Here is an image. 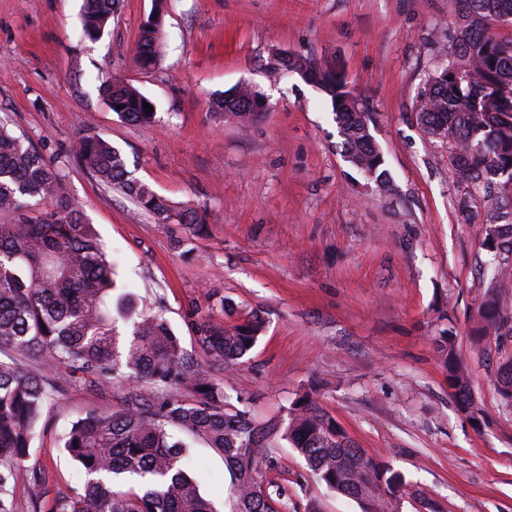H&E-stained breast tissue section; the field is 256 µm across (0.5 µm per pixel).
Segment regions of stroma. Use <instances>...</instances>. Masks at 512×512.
Listing matches in <instances>:
<instances>
[{
  "label": "stroma",
  "instance_id": "1",
  "mask_svg": "<svg viewBox=\"0 0 512 512\" xmlns=\"http://www.w3.org/2000/svg\"><path fill=\"white\" fill-rule=\"evenodd\" d=\"M82 0H0V118L54 161L62 187L111 252L117 287L161 306L189 353V306L216 322L247 314L263 324L234 372L214 370L258 424L284 417L304 390L368 455L440 512H512V410L495 389L499 361L471 336L490 286L482 247L488 211L512 213V187L461 181L449 141L418 123V94L456 35V0H168L155 69L135 61L153 0H120L103 36L84 38ZM336 61L362 100L395 184L379 195L343 156L323 93L298 75L269 77L273 52ZM123 81L156 107L150 124L118 117L101 88ZM241 83L268 109L226 121L215 105ZM82 97H75V89ZM109 140L133 176L180 210L206 212L201 234L157 223L77 162L85 136ZM232 304L225 313L223 303ZM456 337L481 423L457 409L437 352ZM38 423L27 466L45 473L50 512L77 484L64 452L70 422L119 408L131 383L96 387L66 366ZM200 490L223 507L230 474L195 442ZM288 512H359L326 488L303 458L280 447Z\"/></svg>",
  "mask_w": 512,
  "mask_h": 512
}]
</instances>
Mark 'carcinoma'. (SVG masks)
Here are the masks:
<instances>
[{
  "label": "carcinoma",
  "mask_w": 512,
  "mask_h": 512,
  "mask_svg": "<svg viewBox=\"0 0 512 512\" xmlns=\"http://www.w3.org/2000/svg\"><path fill=\"white\" fill-rule=\"evenodd\" d=\"M456 42L443 50L448 64L420 90L417 119L428 134L450 141L453 164L473 185L495 178L512 183V42L493 31L497 18L512 17V0H464ZM118 0H84L82 33L103 34ZM166 16L165 0H155L141 26L137 47L143 69L155 68ZM279 77L296 73L311 79L336 115L347 162L387 195L393 183L375 146L368 112L356 107L340 67L280 53L269 64ZM109 107L120 118L147 124L149 101L124 82L102 87ZM264 94L249 84L224 93L218 106L229 119L245 123ZM78 163L98 182L132 198L161 223L201 228L197 211L175 212L147 183L130 175L119 150L100 136L83 138ZM60 176L31 141L0 122V211L18 215L16 224H0V512H13V488L27 486L31 500L47 498L46 478L25 465L35 428L55 383L48 371L68 364L98 384L112 378L132 383L150 380L175 389L163 398L130 392L122 408L90 412L71 422L64 449L79 467L83 483L55 499L52 512H217L186 467L189 443L199 437L220 454L231 472L224 512H285L284 488L267 478L278 467L284 441L304 458L326 487L354 500L361 512H401L409 482L389 464L367 455L306 391L286 417L254 424L229 401L217 383L213 365L231 371L255 347L260 321L247 315L226 327L211 316L191 313V329L201 362L185 349L162 310L139 307L129 294L113 295V263L93 225L59 191ZM50 207L46 217H26L30 201ZM501 215L487 220L483 245L493 256L491 286L478 307L474 340L494 339L505 355L496 379L502 404L512 409V309L503 296L512 290V224ZM436 350L448 373L459 409L472 420L482 410L470 392L468 374L457 353L455 336L441 332ZM33 354L40 367L30 370L16 360Z\"/></svg>",
  "instance_id": "carcinoma-1"
}]
</instances>
